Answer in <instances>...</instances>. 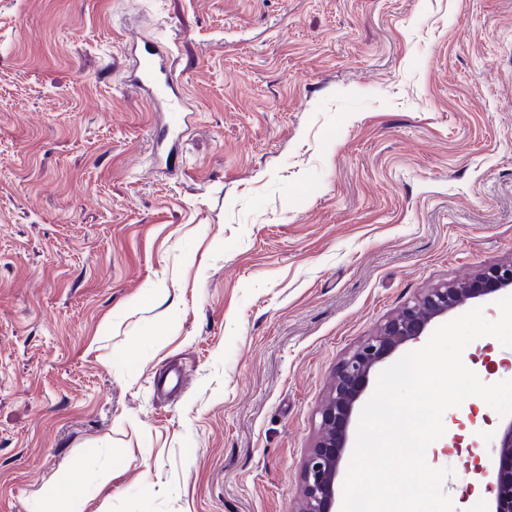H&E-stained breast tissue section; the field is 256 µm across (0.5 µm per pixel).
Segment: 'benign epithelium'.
Masks as SVG:
<instances>
[{"mask_svg": "<svg viewBox=\"0 0 512 512\" xmlns=\"http://www.w3.org/2000/svg\"><path fill=\"white\" fill-rule=\"evenodd\" d=\"M507 290H512V261L490 266L467 281L432 288L340 360L333 387L319 410L321 435L303 464L296 512H332L350 426L371 375L403 345L420 339L435 321L448 316L462 299H484ZM473 471L491 478L494 499L488 512H512V419L502 428L492 468L476 466Z\"/></svg>", "mask_w": 512, "mask_h": 512, "instance_id": "1", "label": "benign epithelium"}]
</instances>
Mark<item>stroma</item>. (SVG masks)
<instances>
[{"label":"stroma","instance_id":"obj_1","mask_svg":"<svg viewBox=\"0 0 512 512\" xmlns=\"http://www.w3.org/2000/svg\"><path fill=\"white\" fill-rule=\"evenodd\" d=\"M510 259L512 0H0V512H295L344 355ZM474 357L443 420L487 437L426 452L462 483L512 418V347ZM133 48L136 53L138 45ZM126 82L136 86L157 112H168L172 121L177 122L183 112L184 92L168 54L143 44L136 53L134 69L127 75ZM469 353V350L466 352L455 350V365L457 374L467 377L472 382L479 384L486 389H490L492 387V380L486 379L485 369L480 364H476L471 361L469 358Z\"/></svg>","mask_w":512,"mask_h":512}]
</instances>
